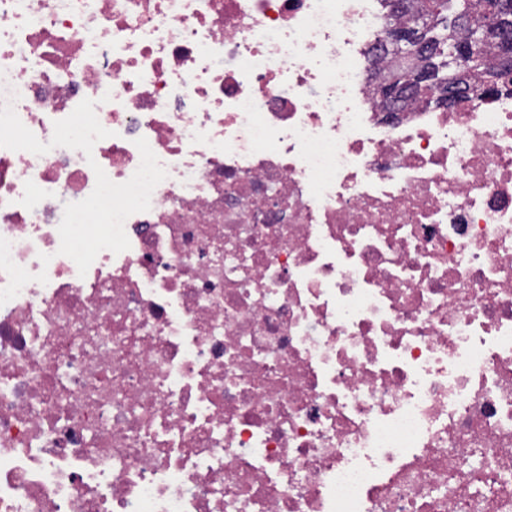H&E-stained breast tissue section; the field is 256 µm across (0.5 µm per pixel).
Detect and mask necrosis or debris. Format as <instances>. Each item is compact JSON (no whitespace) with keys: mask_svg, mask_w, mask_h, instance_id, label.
Returning <instances> with one entry per match:
<instances>
[{"mask_svg":"<svg viewBox=\"0 0 512 512\" xmlns=\"http://www.w3.org/2000/svg\"><path fill=\"white\" fill-rule=\"evenodd\" d=\"M373 2L0 0V512H512V94ZM411 73L401 72L394 78H384L379 86L380 92L388 100L389 107L386 112H397L395 99L401 96L411 83Z\"/></svg>","mask_w":512,"mask_h":512,"instance_id":"obj_1","label":"necrosis or debris"}]
</instances>
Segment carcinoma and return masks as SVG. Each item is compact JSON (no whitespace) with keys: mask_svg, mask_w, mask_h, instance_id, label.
<instances>
[{"mask_svg":"<svg viewBox=\"0 0 512 512\" xmlns=\"http://www.w3.org/2000/svg\"><path fill=\"white\" fill-rule=\"evenodd\" d=\"M487 0H409L415 5L408 25V43L391 48L396 63L392 69L402 66L404 60L416 72L429 75L431 82L409 93L401 101L423 108H439L436 91L448 86L455 78L454 67L457 47L479 39L483 63L476 74L498 79L512 77V41L500 38L498 29L512 28V0H492L497 12L488 17L482 12Z\"/></svg>","mask_w":512,"mask_h":512,"instance_id":"1","label":"carcinoma"}]
</instances>
